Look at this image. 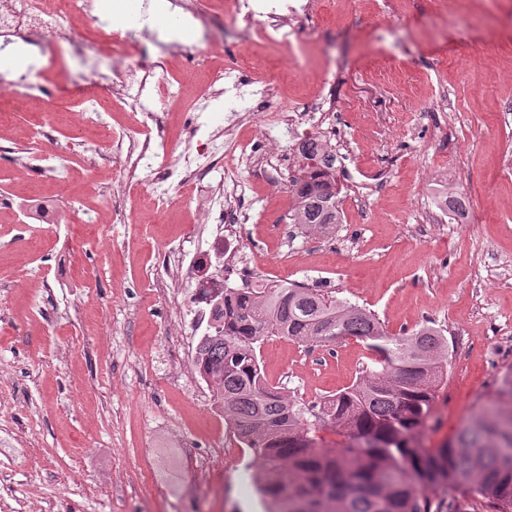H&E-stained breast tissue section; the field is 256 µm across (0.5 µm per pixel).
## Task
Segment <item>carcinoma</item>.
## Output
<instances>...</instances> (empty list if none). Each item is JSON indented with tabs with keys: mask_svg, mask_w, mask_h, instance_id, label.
<instances>
[{
	"mask_svg": "<svg viewBox=\"0 0 512 512\" xmlns=\"http://www.w3.org/2000/svg\"><path fill=\"white\" fill-rule=\"evenodd\" d=\"M299 152L288 223L325 232L342 223L336 150L315 139ZM220 301L193 364L251 449L275 512H512V369L453 440L428 448L422 435L447 379L440 329L392 334L373 311L295 283L226 288ZM267 336L322 347L355 337L372 367L307 406L262 373L256 345ZM323 430L341 446H323Z\"/></svg>",
	"mask_w": 512,
	"mask_h": 512,
	"instance_id": "cac0c4a2",
	"label": "carcinoma"
}]
</instances>
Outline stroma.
Instances as JSON below:
<instances>
[{
    "mask_svg": "<svg viewBox=\"0 0 512 512\" xmlns=\"http://www.w3.org/2000/svg\"><path fill=\"white\" fill-rule=\"evenodd\" d=\"M196 6L203 26L170 39L155 17L145 41L169 44L185 87L171 140L210 68L240 54L279 95L267 110L274 148L257 125L224 146L245 202L225 274L249 263L261 279L335 289L389 332L443 329L441 423L425 433L440 447L512 367V0H313L288 51L247 40L242 18L214 17L208 0ZM208 42L211 66L196 68ZM40 43L44 100L18 110L0 99V199L13 202L0 207V512H264L240 484L253 454L214 400L188 394L192 358L174 336V306L152 288L194 213L144 209L140 183L101 195L113 169L73 157L65 175L31 142L43 118L58 144L93 138L78 114L111 93L86 82L110 63L81 45L78 26ZM328 92L336 121L322 133L340 151L342 222L324 235L288 221L297 163L284 127ZM34 153L40 169L20 176L18 158ZM450 191L463 205L456 221L439 206ZM41 196L58 200L63 223L26 217ZM89 211L103 225L86 223ZM370 357L353 337L309 347L271 336L258 353L267 380L307 404L351 385Z\"/></svg>",
    "mask_w": 512,
    "mask_h": 512,
    "instance_id": "35a3bbf8",
    "label": "stroma"
}]
</instances>
